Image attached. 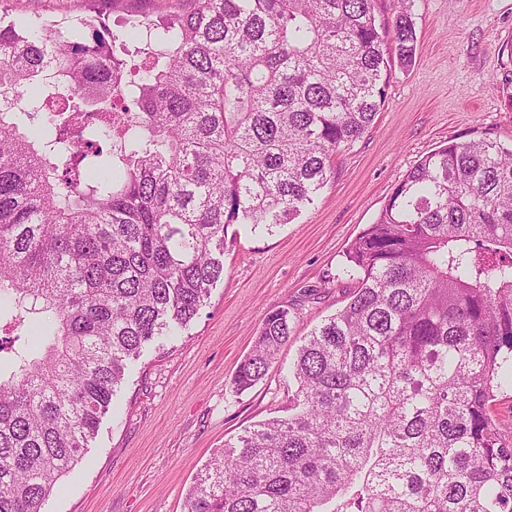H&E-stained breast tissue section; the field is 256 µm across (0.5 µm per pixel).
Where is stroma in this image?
Instances as JSON below:
<instances>
[{"label":"stroma","mask_w":512,"mask_h":512,"mask_svg":"<svg viewBox=\"0 0 512 512\" xmlns=\"http://www.w3.org/2000/svg\"><path fill=\"white\" fill-rule=\"evenodd\" d=\"M89 0H12L28 20L85 16ZM411 66L393 65L372 128L331 159L313 205L273 232L233 224L224 276L183 335L146 344L129 362L81 462L56 484L44 512H182L196 476L226 440L280 415L288 367L313 326L353 290L346 251L374 223L396 185L427 153L490 137L512 143V0H416ZM294 317V339L266 376L238 392L233 375L264 316Z\"/></svg>","instance_id":"obj_1"}]
</instances>
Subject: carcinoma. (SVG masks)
Here are the masks:
<instances>
[{
	"mask_svg": "<svg viewBox=\"0 0 512 512\" xmlns=\"http://www.w3.org/2000/svg\"><path fill=\"white\" fill-rule=\"evenodd\" d=\"M138 28L87 35L0 0V512H42L126 361L178 336L224 277L231 224L299 216L416 49L414 0H90ZM98 55L96 77L83 55ZM79 75L69 95L48 78ZM348 302L298 349L285 414L224 443L183 512H512V146L450 140L347 251ZM294 336L263 319L232 382ZM493 403V415L500 428L502 437L512 442V387H505L496 392Z\"/></svg>",
	"mask_w": 512,
	"mask_h": 512,
	"instance_id": "obj_1",
	"label": "carcinoma"
}]
</instances>
